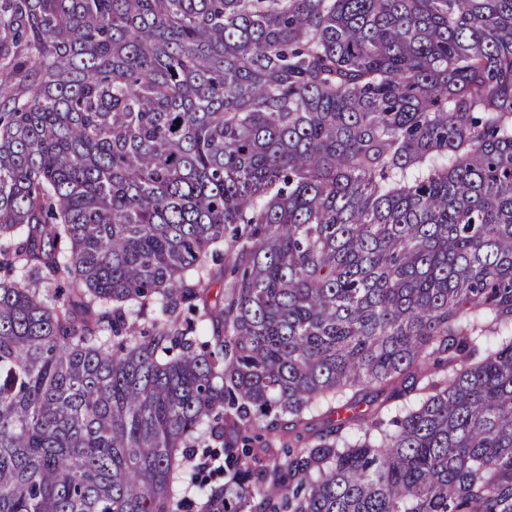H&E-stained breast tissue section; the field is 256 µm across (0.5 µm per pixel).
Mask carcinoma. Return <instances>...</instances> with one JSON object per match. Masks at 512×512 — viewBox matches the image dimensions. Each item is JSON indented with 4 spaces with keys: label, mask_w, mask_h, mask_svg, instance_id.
Returning <instances> with one entry per match:
<instances>
[{
    "label": "carcinoma",
    "mask_w": 512,
    "mask_h": 512,
    "mask_svg": "<svg viewBox=\"0 0 512 512\" xmlns=\"http://www.w3.org/2000/svg\"><path fill=\"white\" fill-rule=\"evenodd\" d=\"M213 445L198 512H512V0H0V512Z\"/></svg>",
    "instance_id": "carcinoma-1"
}]
</instances>
